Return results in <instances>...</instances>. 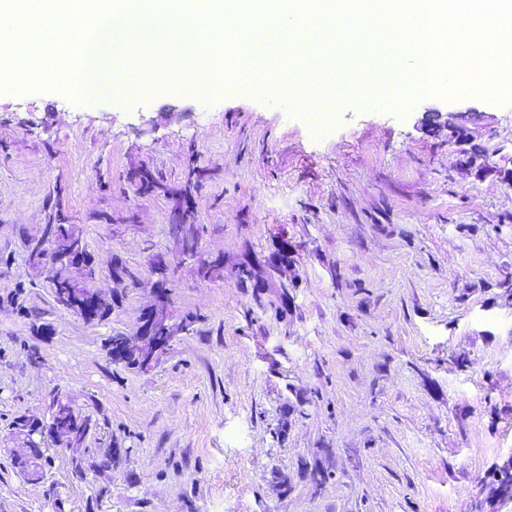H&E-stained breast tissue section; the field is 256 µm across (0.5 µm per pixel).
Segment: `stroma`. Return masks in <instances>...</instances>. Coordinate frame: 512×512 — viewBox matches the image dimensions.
I'll return each mask as SVG.
<instances>
[{
	"instance_id": "obj_1",
	"label": "stroma",
	"mask_w": 512,
	"mask_h": 512,
	"mask_svg": "<svg viewBox=\"0 0 512 512\" xmlns=\"http://www.w3.org/2000/svg\"><path fill=\"white\" fill-rule=\"evenodd\" d=\"M377 99H337L317 138L261 90L78 103L0 85V512H512L492 478L512 459V104ZM434 112L473 113L486 162ZM194 164L212 175L186 231L220 280L169 234ZM139 167L167 191L140 193ZM56 195L93 288L121 297L104 321L58 309L28 258ZM153 250L188 331L143 372L107 342L152 302ZM60 398L94 426L43 441L28 481L13 421Z\"/></svg>"
}]
</instances>
